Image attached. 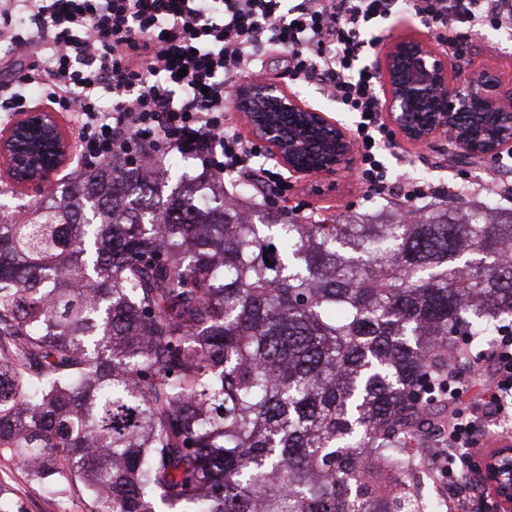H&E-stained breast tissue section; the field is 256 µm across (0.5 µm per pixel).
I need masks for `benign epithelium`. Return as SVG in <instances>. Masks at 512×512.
Wrapping results in <instances>:
<instances>
[{
    "label": "benign epithelium",
    "instance_id": "obj_1",
    "mask_svg": "<svg viewBox=\"0 0 512 512\" xmlns=\"http://www.w3.org/2000/svg\"><path fill=\"white\" fill-rule=\"evenodd\" d=\"M379 69L382 112L404 141L423 145L449 135L453 151L483 160L512 149V112L498 109L512 99V87L493 72L475 71L462 80L451 76L447 57L420 35L387 44ZM232 104L267 147V157L291 175H333L352 167L356 147L347 128L302 104L279 82L244 83ZM467 113L472 121L464 124L460 117ZM75 155L74 142L52 112H25L0 136V156L19 186H42ZM475 470L484 487L477 510L512 512V448L484 458Z\"/></svg>",
    "mask_w": 512,
    "mask_h": 512
}]
</instances>
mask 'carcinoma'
<instances>
[{
  "mask_svg": "<svg viewBox=\"0 0 512 512\" xmlns=\"http://www.w3.org/2000/svg\"><path fill=\"white\" fill-rule=\"evenodd\" d=\"M165 160L0 218V456L88 512H431L415 446L512 318V207L287 223Z\"/></svg>",
  "mask_w": 512,
  "mask_h": 512,
  "instance_id": "obj_1",
  "label": "carcinoma"
}]
</instances>
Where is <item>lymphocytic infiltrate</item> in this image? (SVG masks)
<instances>
[{"mask_svg": "<svg viewBox=\"0 0 512 512\" xmlns=\"http://www.w3.org/2000/svg\"><path fill=\"white\" fill-rule=\"evenodd\" d=\"M0 0V112L32 109L30 86L46 104L72 113L87 161H124L141 153L179 151L204 173L245 177L285 198L286 180L255 168L256 145L225 117L229 90L261 72L269 51L286 53L296 84H314L359 116L364 140L360 177L371 196L393 192L380 159L386 128L379 71L370 58L380 24L408 10L457 59L474 32L512 31V0ZM44 58L25 66L21 57ZM112 108L104 110L103 94ZM410 201L429 184L398 188ZM494 365L480 411L456 417L430 465L439 469L469 451L476 433L512 415V341L494 345Z\"/></svg>", "mask_w": 512, "mask_h": 512, "instance_id": "obj_1", "label": "lymphocytic infiltrate"}]
</instances>
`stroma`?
<instances>
[{
	"instance_id": "1",
	"label": "stroma",
	"mask_w": 512,
	"mask_h": 512,
	"mask_svg": "<svg viewBox=\"0 0 512 512\" xmlns=\"http://www.w3.org/2000/svg\"><path fill=\"white\" fill-rule=\"evenodd\" d=\"M453 74L466 76L476 70L493 71L507 84L512 83V36L492 29H483L473 36L469 58L465 62L449 59ZM262 78L283 82L288 92L295 94L306 104L320 109L348 128H355L357 116L339 109L335 102L323 98L314 88L289 81L286 64L280 53L265 56ZM447 141L438 140L425 145H411L399 136L381 145L380 159L384 163L390 181L402 184L419 180L436 187L438 193L457 196L461 207L468 208L487 198L489 192L501 193L503 206H511L512 198L503 196L506 173L493 169L492 162L480 166H462L448 163ZM366 187L357 179L354 171L340 173L334 178L306 177L293 182L287 204L299 210L300 217L318 219L325 216H342L353 212H373L393 205L404 208L400 197L386 199L366 195ZM492 369L486 362H479L465 375V386L459 396L451 400L450 410L462 415L471 413L483 399ZM434 439H427L418 452L417 480L422 494L442 491L445 501H452L454 492H462L469 501H476L483 494L478 475L466 468L462 461L452 465L454 474H462L463 483H455L452 477L434 481L427 462L428 449ZM60 503L46 487L35 485L25 471L14 461L0 457V512H59Z\"/></svg>"
}]
</instances>
